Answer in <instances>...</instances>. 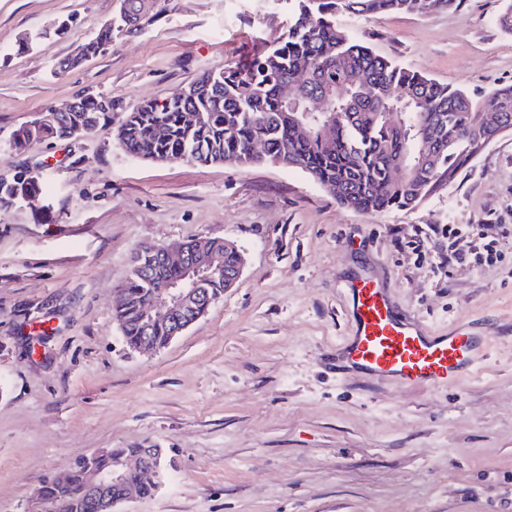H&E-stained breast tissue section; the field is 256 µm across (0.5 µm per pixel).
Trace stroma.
Returning <instances> with one entry per match:
<instances>
[{
    "label": "stroma",
    "mask_w": 512,
    "mask_h": 512,
    "mask_svg": "<svg viewBox=\"0 0 512 512\" xmlns=\"http://www.w3.org/2000/svg\"><path fill=\"white\" fill-rule=\"evenodd\" d=\"M511 1L337 23L482 98L512 85V32L498 24ZM121 3L0 0V176L34 167L47 186L0 209V512H48L36 489L109 448L165 451L164 486L125 512H512V137L415 208L374 214L298 169L137 159L108 126L13 150L14 131L82 92L118 98V121L249 63L288 27L286 0H155L138 31L55 72ZM28 33L38 40L20 50ZM443 224H490L508 245L479 264L469 237L434 234ZM199 237L235 242L241 278L165 348L132 350L112 296L133 249ZM357 276L432 330L491 327L490 356L429 391L338 374Z\"/></svg>",
    "instance_id": "1"
}]
</instances>
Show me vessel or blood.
<instances>
[{
	"label": "vessel or blood",
	"mask_w": 512,
	"mask_h": 512,
	"mask_svg": "<svg viewBox=\"0 0 512 512\" xmlns=\"http://www.w3.org/2000/svg\"><path fill=\"white\" fill-rule=\"evenodd\" d=\"M349 330L340 344L344 367L379 382L430 389L461 382L486 360L489 337L461 324L445 333L399 314L385 288L360 277L348 286Z\"/></svg>",
	"instance_id": "b4317fda"
}]
</instances>
